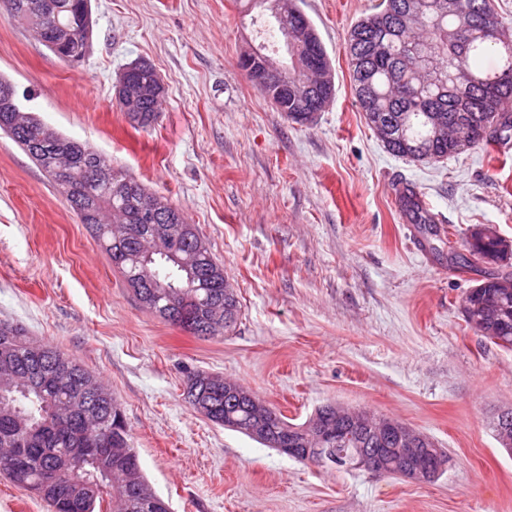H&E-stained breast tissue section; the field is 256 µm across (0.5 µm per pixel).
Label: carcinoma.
<instances>
[{"label": "carcinoma", "mask_w": 512, "mask_h": 512, "mask_svg": "<svg viewBox=\"0 0 512 512\" xmlns=\"http://www.w3.org/2000/svg\"><path fill=\"white\" fill-rule=\"evenodd\" d=\"M0 7L37 30L49 45L61 34H71L70 56L83 58L92 29L82 30L78 16L83 0H0ZM411 0H380L376 11L361 17L349 31L347 55L356 102L368 125L381 119L393 129L384 142L393 155L418 162L439 161L481 144L512 138V48L497 47L480 38L469 41L463 56L450 54L453 41L464 37L457 20L441 13L443 0H422L426 8L411 26L386 41L381 28H395L399 8ZM474 21L495 15L491 0H463ZM283 16L274 28L304 36L298 64L288 62V73L272 93V106L288 120L305 125L315 121L335 95L334 81L325 78L331 68L327 51L310 19L294 3L284 0ZM431 46L426 63L430 73L448 76L461 69L469 84L453 94L410 68L417 49ZM315 50L321 60L310 67L305 53ZM496 64H485L487 57ZM161 83L155 67L146 62L128 73L126 93L137 111L126 116L148 128L158 120L160 101L141 97L142 89ZM436 117L449 124L468 125L463 139L436 141ZM0 130L21 147L45 172L53 188L67 184L62 197L106 245L112 264L121 270L138 301L171 325L195 336H222L233 330L240 305L224 278V268L213 258L197 226L165 197L149 190L112 166L111 160L85 142L67 137L31 111L0 104ZM416 224L434 229V220L422 211L416 193L400 197ZM161 211L151 221L144 206ZM180 226L179 238L170 240L164 229ZM499 242L464 243V252L452 253L457 270L477 264L492 266L464 297L467 326L490 343L512 349V289L500 287L512 279L501 269L506 256ZM189 251L193 263L183 268L170 256ZM188 404L211 422L275 448L288 443L301 453L320 448L335 456L333 467L347 470L346 460L361 452L383 458L386 475L431 464L446 465L447 452L428 439L416 452L407 453L395 435L382 434L391 419L365 415L342 423L326 442L315 427L336 421L331 405L318 408L303 423H291L276 411L262 408L260 398L247 388L216 374L194 371L186 375ZM260 425L257 435L249 428ZM0 474L25 488L49 507V512H102L107 487H112V512H170L168 503L145 480L137 451L132 448L121 405L84 365L57 347L33 340L13 321L0 320Z\"/></svg>", "instance_id": "carcinoma-1"}]
</instances>
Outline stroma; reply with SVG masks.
I'll list each match as a JSON object with an SVG mask.
<instances>
[{"label":"stroma","instance_id":"35a3bbf8","mask_svg":"<svg viewBox=\"0 0 512 512\" xmlns=\"http://www.w3.org/2000/svg\"><path fill=\"white\" fill-rule=\"evenodd\" d=\"M379 0H298L336 94L309 125L277 112L238 66L268 28L241 0H91L92 47L72 67L0 11V75L49 125L90 143L195 224L242 306L200 338L144 308L42 171L0 135V319L88 367L120 403L171 512H512V454L493 419L512 407V350L461 309L481 272L458 271L478 224L512 240V142L440 163L392 155L358 108L352 24ZM153 63L164 108L134 129L115 104L129 63ZM413 186L444 234L405 221ZM233 379L290 422L367 408L445 448L436 480L316 468L214 425L186 374Z\"/></svg>","mask_w":512,"mask_h":512}]
</instances>
